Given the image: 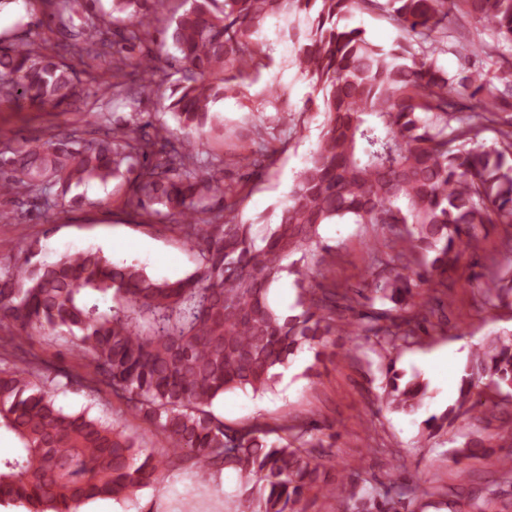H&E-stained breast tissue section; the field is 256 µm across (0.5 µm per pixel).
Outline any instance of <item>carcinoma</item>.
<instances>
[{
  "instance_id": "obj_1",
  "label": "carcinoma",
  "mask_w": 512,
  "mask_h": 512,
  "mask_svg": "<svg viewBox=\"0 0 512 512\" xmlns=\"http://www.w3.org/2000/svg\"><path fill=\"white\" fill-rule=\"evenodd\" d=\"M56 40L19 20L0 33V98L37 109L70 105L79 76L104 61L112 69L110 99L135 112L129 126L49 133L41 144L13 146L0 129V197L42 201L57 219L100 201L68 197L90 181L127 184L123 206L147 224H168L196 258L195 271L159 281L145 269L115 264L101 250L64 254L50 262L18 260L0 269V327L18 338L75 340L94 367L90 392L105 387L153 428L151 438L118 420L58 406V375L29 361L0 367V432L15 453L0 457V500L28 512H77L96 500H130L157 483L172 459H194L207 483L232 467L256 494L243 512H307L315 487L342 501L347 512H404L403 486L364 492L357 479L321 485L325 449L335 435L320 425L232 427L213 402L234 389L266 390L290 358L338 332L375 337L393 349L445 317L437 297L413 300L423 284L450 288L448 274L464 269L480 228L504 225L512 252V61L498 66L492 86L482 72L450 76L437 56L467 52L456 21L464 19L512 46V0H112V13L92 0H46ZM389 14L405 37L390 49L345 24L352 10ZM294 16L282 30L296 63L312 80L309 104L324 113L318 147L299 172L288 201L258 237L235 213L244 186L224 183V159L204 150L213 105L238 74L261 64V34L270 18ZM306 27L300 28V20ZM170 46L172 52L160 56ZM178 83L160 110L178 122L177 136L141 121L143 96ZM496 135L495 145L480 141ZM258 150L249 165L259 175L278 149L264 127H253ZM323 224H373L382 230L385 260L367 284L372 300L391 308L347 318L336 313L338 292L316 278L308 261ZM297 288L293 315L282 314L270 290L284 274ZM382 402L415 414L428 383L388 366ZM487 381L512 388V330L471 353L453 405L422 422V435L445 434L459 416L485 405L473 389Z\"/></svg>"
}]
</instances>
